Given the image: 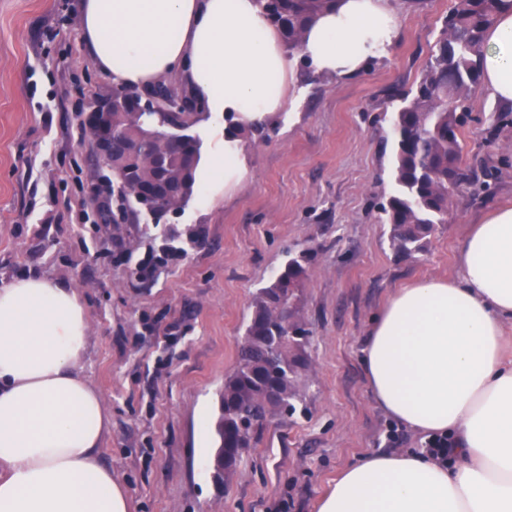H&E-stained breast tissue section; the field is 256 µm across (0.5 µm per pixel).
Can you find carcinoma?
Instances as JSON below:
<instances>
[{"label": "carcinoma", "instance_id": "1", "mask_svg": "<svg viewBox=\"0 0 512 512\" xmlns=\"http://www.w3.org/2000/svg\"><path fill=\"white\" fill-rule=\"evenodd\" d=\"M281 32L288 55L300 52L305 27L336 0H256ZM503 0H455L443 18L415 84L399 92L394 139L393 193L381 204L390 225V245L402 260L423 252L437 224L448 223L457 191L478 175L461 168L459 130L469 119L467 95L480 79L481 47ZM149 115L159 125L134 122L125 109L112 110V190L130 215L142 210L138 191L158 184V212L174 211L192 196L201 158L200 143L186 130L201 118L193 97L185 101L160 84ZM312 256L291 258L251 302L234 370L224 378L215 423L224 453V482L236 473L245 452L276 419L296 411V384L309 362V335L298 312L299 291Z\"/></svg>", "mask_w": 512, "mask_h": 512}]
</instances>
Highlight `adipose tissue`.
<instances>
[{
	"label": "adipose tissue",
	"instance_id": "1",
	"mask_svg": "<svg viewBox=\"0 0 512 512\" xmlns=\"http://www.w3.org/2000/svg\"><path fill=\"white\" fill-rule=\"evenodd\" d=\"M80 38L114 82L143 88L179 75L208 115L240 126L288 104L283 40L255 0H81ZM398 24L388 0H338L306 29L319 71L359 72L386 54ZM482 80L512 104V9L485 33ZM245 164L231 136L199 164L200 190L236 189ZM512 206L462 243L452 280L402 289L374 320L363 364L374 400L424 434H448L455 460L361 458L318 512H512ZM88 323L73 289L32 276L0 284V512H129L99 446L108 427L82 374Z\"/></svg>",
	"mask_w": 512,
	"mask_h": 512
}]
</instances>
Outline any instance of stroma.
Returning <instances> with one entry per match:
<instances>
[{
  "label": "stroma",
  "instance_id": "obj_1",
  "mask_svg": "<svg viewBox=\"0 0 512 512\" xmlns=\"http://www.w3.org/2000/svg\"><path fill=\"white\" fill-rule=\"evenodd\" d=\"M454 0H390L387 55L338 77L294 62L288 105L244 136L233 192L194 193L176 213L135 224L92 219L100 167L85 112L112 92L80 40L79 0H0V281L45 276L86 308L82 373L110 417L103 462L132 512H316L349 465L419 447L373 399L362 350L373 319L404 287L459 272L463 240L512 204V126L484 86L468 95L464 166L490 168L486 194L459 190L424 252L396 260L377 204L391 193L393 90L413 86ZM302 249L313 252L300 306L310 331L297 411L249 449L227 484L213 478L219 392L253 295ZM153 278L136 276L147 253ZM399 446L388 441L390 429Z\"/></svg>",
  "mask_w": 512,
  "mask_h": 512
}]
</instances>
